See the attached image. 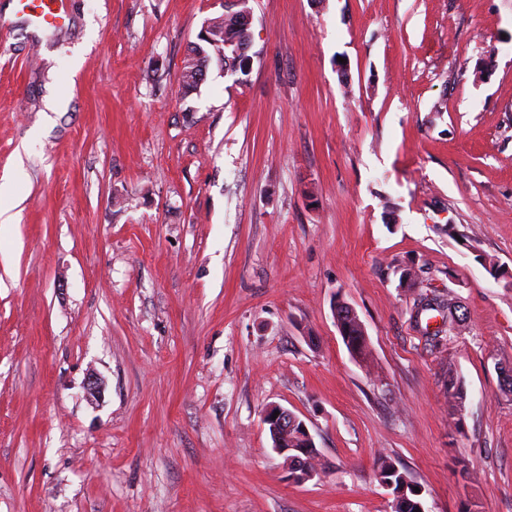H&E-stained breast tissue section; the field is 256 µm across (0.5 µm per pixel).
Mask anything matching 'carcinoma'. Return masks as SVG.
Listing matches in <instances>:
<instances>
[{"instance_id":"obj_1","label":"carcinoma","mask_w":512,"mask_h":512,"mask_svg":"<svg viewBox=\"0 0 512 512\" xmlns=\"http://www.w3.org/2000/svg\"><path fill=\"white\" fill-rule=\"evenodd\" d=\"M208 37L201 38V43L191 45L184 60L180 80L182 88L191 92L198 88V83L203 76L202 66L215 59L224 72L236 73L244 71L243 61L234 56L233 48L237 44L251 43L252 34L240 19V12H226L221 16L211 18L205 22ZM415 305H422L428 311H435L441 316L443 332H451V328L457 324L456 309L444 298L431 302L426 295L421 294L415 300ZM464 388L458 382L448 380V403L460 409L465 402ZM377 474L384 483H394V488L406 489V496L410 500L416 499L413 494L414 484L409 476L396 468L392 462L381 460L377 464Z\"/></svg>"}]
</instances>
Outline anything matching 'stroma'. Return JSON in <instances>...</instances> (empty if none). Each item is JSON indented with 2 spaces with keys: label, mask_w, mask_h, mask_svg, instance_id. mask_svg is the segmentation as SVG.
<instances>
[{
  "label": "stroma",
  "mask_w": 512,
  "mask_h": 512,
  "mask_svg": "<svg viewBox=\"0 0 512 512\" xmlns=\"http://www.w3.org/2000/svg\"><path fill=\"white\" fill-rule=\"evenodd\" d=\"M247 7L246 74L187 94L218 0H0V512H392L382 459L512 512V0ZM421 293L463 316L436 344ZM26 8L35 12L50 26L62 25L68 18V0H22ZM333 314L336 321V325L339 329L340 335L343 340L348 343L347 336L348 327L351 324H356L362 336H355V350L359 356L363 355L367 348V340L363 336H367L365 327L361 322L356 310L352 305L345 302L342 298H335L333 303ZM275 411H279L276 419H272ZM263 423L267 426L270 439L272 441V449L279 456L285 458L284 461L287 471H291V479L296 483H304L311 480L315 476L314 467L311 465L313 460L300 459L299 456L305 457L311 450H317L314 438L309 432L306 424L296 414L290 410L281 407L277 404H269L263 412ZM301 433L302 442L300 448L298 442L300 441L295 432L288 435L290 430L298 426ZM291 447V448H288ZM289 456V457H288ZM294 459L296 465L290 466V461ZM290 466V467H289Z\"/></svg>",
  "instance_id": "obj_1"
}]
</instances>
